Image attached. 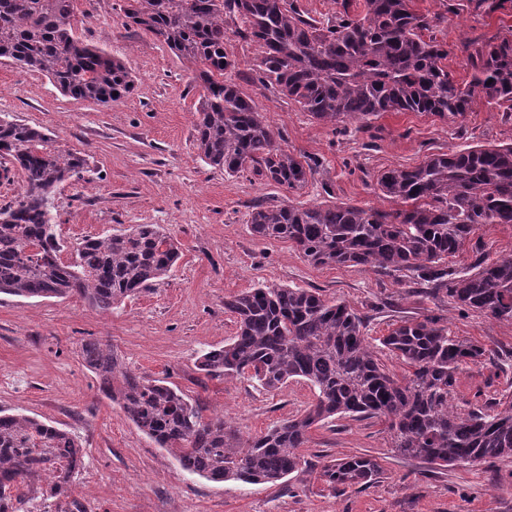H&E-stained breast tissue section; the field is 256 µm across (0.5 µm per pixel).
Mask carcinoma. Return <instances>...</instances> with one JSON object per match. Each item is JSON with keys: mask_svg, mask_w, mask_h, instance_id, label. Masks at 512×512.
Here are the masks:
<instances>
[{"mask_svg": "<svg viewBox=\"0 0 512 512\" xmlns=\"http://www.w3.org/2000/svg\"><path fill=\"white\" fill-rule=\"evenodd\" d=\"M411 0H352L324 21L297 0H125V28L153 36L202 87L194 124L203 163L230 176L252 173L299 192L313 167L283 145L240 86L224 80L236 63L224 52L227 31L257 47L249 80L276 89L314 120L339 132L381 112H421L446 120L484 104L512 118V30L465 38L453 49L436 38L440 15L414 12ZM494 0H448V12L478 17ZM77 0H0V59L40 72L65 95L109 104L135 82L125 63L73 36ZM470 79L457 80L448 56ZM17 169L24 191L0 209V294L77 296L109 312L166 275L178 243L157 224H134L80 242L69 262L51 224V195L90 173L86 155L62 149L42 130L0 116V178ZM377 189L397 207L347 202L253 205L252 234L285 240L314 266H362L410 273L416 284L459 306L512 322V254L461 273L448 265L484 224L512 225V143L433 154L412 168L379 172ZM238 330L202 353L198 371L245 378L267 392L302 380L315 400L301 414L244 438L222 414L161 379L130 371L112 344L82 346L101 392L185 471L209 481L275 484L307 471L301 449L310 430L336 417L377 418L393 452L439 466L512 457V401L462 414L452 404L456 371L483 347L448 334L443 318L393 324L381 345L406 367L391 373L365 338L364 318L344 300L317 291L264 284L224 300ZM83 464L69 432L0 410V512H86L72 495ZM382 472L370 455L332 459L321 477L332 489L365 485Z\"/></svg>", "mask_w": 512, "mask_h": 512, "instance_id": "carcinoma-1", "label": "carcinoma"}]
</instances>
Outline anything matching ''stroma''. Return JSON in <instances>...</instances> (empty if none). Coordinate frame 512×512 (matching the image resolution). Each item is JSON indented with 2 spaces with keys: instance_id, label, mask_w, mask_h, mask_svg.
Listing matches in <instances>:
<instances>
[{
  "instance_id": "35a3bbf8",
  "label": "stroma",
  "mask_w": 512,
  "mask_h": 512,
  "mask_svg": "<svg viewBox=\"0 0 512 512\" xmlns=\"http://www.w3.org/2000/svg\"><path fill=\"white\" fill-rule=\"evenodd\" d=\"M124 0H78L86 17L75 30L122 59L135 88L120 102L101 105L64 95L47 76L0 60V114L55 136L89 157L91 177L70 178L53 193L52 214L65 246L62 260L84 238L133 224L161 225L180 244L176 265L151 290L102 313L70 297L0 294V410L19 411L78 436L85 466L73 494L86 512H512V458L474 466L441 467L395 454L377 419L339 417L310 431L303 450L309 473L277 484L213 483L184 471L174 457L140 432L104 397L84 364V342L105 338L133 372L161 378L209 412L232 419L245 436L266 432L302 413L313 389L292 380L269 393L243 379L207 377L196 359L235 336L226 298L266 282L318 291L347 301L366 316L365 335L386 367L398 369L379 343L392 323L422 314L441 316L450 335L478 342L480 362L456 372L458 410L512 399V322L433 300L403 274L381 275L358 266L316 267L288 242L254 236L248 220L255 201L288 198L286 188L252 174L230 176L205 165L194 137L202 92L193 74L144 31L121 25ZM512 29V0L488 14L449 16L437 38L490 37ZM236 62L225 79L239 83L282 131L289 150L314 165L298 201L328 198L390 208L375 177L413 167L427 157L476 145L512 143V121L479 105L443 121L420 112H384L333 133L276 90L247 81L253 45L227 36ZM512 254V226L485 224L449 258L471 269L478 258ZM377 457L380 477L365 486L330 489L320 476L332 458Z\"/></svg>"
}]
</instances>
